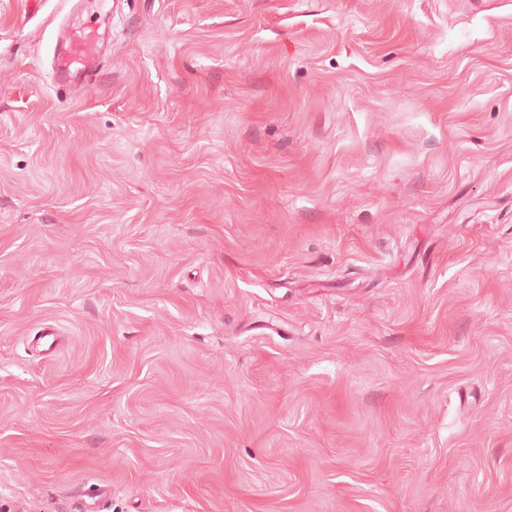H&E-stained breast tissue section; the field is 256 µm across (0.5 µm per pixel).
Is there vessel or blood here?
Returning a JSON list of instances; mask_svg holds the SVG:
<instances>
[{
	"label": "vessel or blood",
	"mask_w": 512,
	"mask_h": 512,
	"mask_svg": "<svg viewBox=\"0 0 512 512\" xmlns=\"http://www.w3.org/2000/svg\"><path fill=\"white\" fill-rule=\"evenodd\" d=\"M101 40L98 25H61L53 54V79L57 87L78 90L95 83L104 66Z\"/></svg>",
	"instance_id": "vessel-or-blood-1"
}]
</instances>
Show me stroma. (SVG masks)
I'll return each mask as SVG.
<instances>
[{"mask_svg":"<svg viewBox=\"0 0 512 512\" xmlns=\"http://www.w3.org/2000/svg\"><path fill=\"white\" fill-rule=\"evenodd\" d=\"M0 0V505L512 512V0ZM101 40L98 24L61 25L53 54V79L58 88L78 90L95 83L104 67Z\"/></svg>","mask_w":512,"mask_h":512,"instance_id":"obj_1","label":"stroma"}]
</instances>
